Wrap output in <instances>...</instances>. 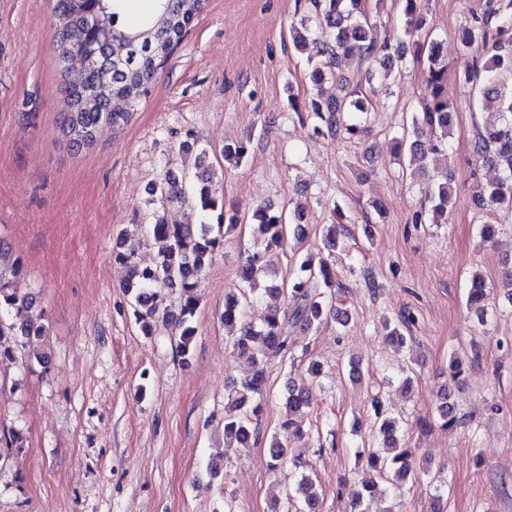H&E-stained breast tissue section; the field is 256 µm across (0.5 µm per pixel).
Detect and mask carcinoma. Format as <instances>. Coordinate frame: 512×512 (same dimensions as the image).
<instances>
[{
  "instance_id": "cac0c4a2",
  "label": "carcinoma",
  "mask_w": 512,
  "mask_h": 512,
  "mask_svg": "<svg viewBox=\"0 0 512 512\" xmlns=\"http://www.w3.org/2000/svg\"><path fill=\"white\" fill-rule=\"evenodd\" d=\"M124 0H55L54 19H66L54 25L55 52L63 64L61 90L65 94L67 112L61 121L62 133L69 145L80 150L91 145L99 128L110 125L120 128L132 117L137 96L146 91L156 74L171 55L174 47L203 9L204 0H155L152 13L136 24H121L119 14ZM314 12L293 29L297 49L315 46L308 58V79L316 87L311 111L319 120L333 128L340 125L349 132L358 130L351 119L370 111L372 104L361 93L337 101L329 94L332 67L341 58L359 47L369 57L380 56L384 76L392 75L394 53L392 44L382 46L370 37L372 23L365 0H311ZM403 18V34L417 54H426L428 81L425 94L412 117L413 141L402 138L398 150H407L412 160L426 168L429 158L448 148L452 111L444 93L448 80V64L441 58L440 42L424 32L426 17L423 0H397ZM464 48L473 53V66L464 73L465 83L483 87V96L496 104L501 123L477 131L473 152L477 159L488 160L501 168L499 178L483 188L480 197L490 211L512 209V0H484L476 25L460 36ZM79 62L73 68L70 63ZM248 153L243 143L227 144L221 152L224 163L238 167ZM209 153L200 152L194 174L181 177L166 174L151 189L148 203H186L195 200L207 221L197 224H176L159 216L146 225V233L168 241L162 258L150 268L131 266L126 285L127 295L136 321L145 335L158 328H172L177 352L185 356L196 336L193 319L198 309L199 278L216 252L224 247V232L251 228L263 239L265 252H287L291 238L301 235L300 225L292 214L270 206L257 205L245 212L225 209L224 201L211 193L216 170L208 163ZM451 195L449 184L443 183L431 192L433 221L448 212ZM293 276L284 277L278 291L287 296L289 311L271 310L262 328L246 320V311L253 305L259 280L269 271L265 257L254 254L246 258L238 272L237 290L224 294V321L236 322L239 334L231 347L251 362L260 364L271 352L288 349L285 325L310 328L321 322L327 301L325 293L316 292L312 284L335 287V273L330 260L308 257L296 262ZM18 260H11L0 246V358L14 357L19 349L33 345L46 335V327L38 315L31 314L33 298L19 295L9 288L8 277L22 272ZM164 289L179 291L178 312L164 302ZM489 290L485 280L473 276L468 291V304L482 313L488 304ZM265 373L258 369L252 377L232 386L230 404L224 415V439L243 448L259 438L255 416L259 406L255 398L263 394ZM288 412H296L308 404L307 389L291 388L285 397ZM380 418L377 438L382 451L372 448L356 453L365 460L368 477L361 482L357 497L382 495L385 484L405 481L414 476L412 450L401 446L396 423L382 417L379 404H374ZM21 433L0 432V469L23 453ZM287 507L294 512H320L315 484L302 477L292 492L286 494Z\"/></svg>"
}]
</instances>
